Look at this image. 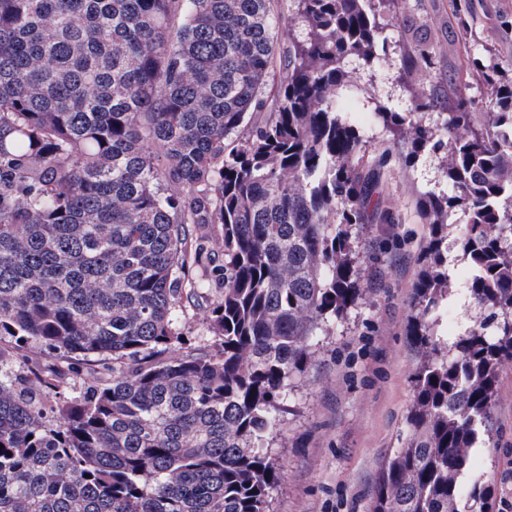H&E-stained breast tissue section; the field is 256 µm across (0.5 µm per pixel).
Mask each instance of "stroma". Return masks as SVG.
<instances>
[{
  "instance_id": "stroma-1",
  "label": "stroma",
  "mask_w": 512,
  "mask_h": 512,
  "mask_svg": "<svg viewBox=\"0 0 512 512\" xmlns=\"http://www.w3.org/2000/svg\"><path fill=\"white\" fill-rule=\"evenodd\" d=\"M461 3L466 11L459 14L451 0H403L396 13L384 17L387 62L376 70L356 67L354 96L340 107L371 148L385 147L390 137L372 120L376 104L400 111L412 102L399 77L400 59L411 46H434L440 77L434 91L440 97L470 53L485 55L512 76V0ZM447 187L442 155H427L411 166L394 155L384 192L404 221L389 229L368 224L362 230V259L379 267L383 279L365 302L350 307L317 338L314 357L288 394L281 436L271 450L279 480L270 512H368L380 469L397 446L418 362L409 335V304L428 227L418 216L417 199L427 189ZM221 294L222 282L214 277L182 302V325L199 352L215 353L220 343L208 315ZM0 370L62 375L61 402L82 399L89 386L106 380L90 366L72 369L67 358L48 357L34 347L1 361ZM493 433L496 448L477 456L473 467L496 489L495 512H505L504 501H512V370L501 377Z\"/></svg>"
}]
</instances>
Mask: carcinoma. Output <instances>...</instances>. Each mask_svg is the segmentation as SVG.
I'll return each instance as SVG.
<instances>
[{
  "label": "carcinoma",
  "mask_w": 512,
  "mask_h": 512,
  "mask_svg": "<svg viewBox=\"0 0 512 512\" xmlns=\"http://www.w3.org/2000/svg\"><path fill=\"white\" fill-rule=\"evenodd\" d=\"M398 7L0 0V337L112 374L61 406L56 379L0 374V512H269L289 387L315 338L369 292L358 227L402 223L338 111L350 61L381 65L380 19ZM278 20L301 35L281 45ZM434 57L426 44L407 51L411 106L375 112L405 163L445 150L451 191L418 201L419 361L370 512L495 505L471 459L496 447L512 369V80L475 55L474 85L440 103L427 90ZM436 109L430 128L423 114ZM459 222L479 319L450 339L440 325ZM213 224L221 349L201 354L185 350L178 308L205 287L193 268Z\"/></svg>",
  "instance_id": "obj_1"
}]
</instances>
